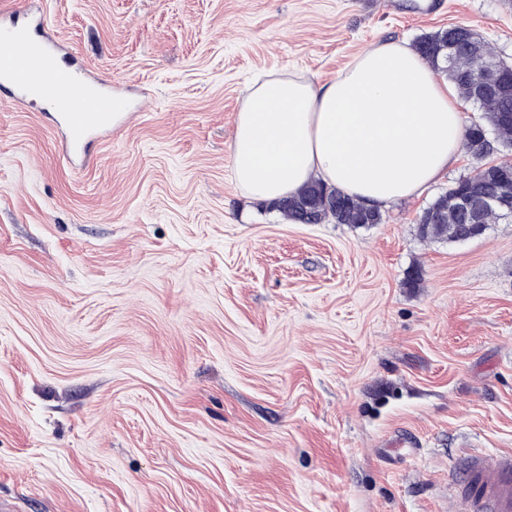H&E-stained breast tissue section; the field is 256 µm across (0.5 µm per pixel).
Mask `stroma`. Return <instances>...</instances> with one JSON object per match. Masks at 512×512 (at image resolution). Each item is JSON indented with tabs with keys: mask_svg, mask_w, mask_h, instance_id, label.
I'll use <instances>...</instances> for the list:
<instances>
[{
	"mask_svg": "<svg viewBox=\"0 0 512 512\" xmlns=\"http://www.w3.org/2000/svg\"><path fill=\"white\" fill-rule=\"evenodd\" d=\"M46 13L130 116L72 170L0 99V502L11 512H457L512 451V220L421 239L459 153L382 223L295 224L231 172L260 74L322 83L512 0H0ZM416 287H409L411 277Z\"/></svg>",
	"mask_w": 512,
	"mask_h": 512,
	"instance_id": "stroma-1",
	"label": "stroma"
}]
</instances>
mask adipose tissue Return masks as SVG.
<instances>
[{"instance_id":"1","label":"adipose tissue","mask_w":512,"mask_h":512,"mask_svg":"<svg viewBox=\"0 0 512 512\" xmlns=\"http://www.w3.org/2000/svg\"><path fill=\"white\" fill-rule=\"evenodd\" d=\"M464 129L448 88L389 40L322 84H257L236 115L232 176L243 193L272 203L315 175L381 209L421 195L447 172Z\"/></svg>"}]
</instances>
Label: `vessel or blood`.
<instances>
[{"instance_id":"obj_1","label":"vessel or blood","mask_w":512,"mask_h":512,"mask_svg":"<svg viewBox=\"0 0 512 512\" xmlns=\"http://www.w3.org/2000/svg\"><path fill=\"white\" fill-rule=\"evenodd\" d=\"M64 52L43 14L18 8L0 13V80L16 105L53 110L62 157L73 169L87 162L91 142L108 140L128 117V103L111 82L60 65ZM460 512H512V452L468 457L460 480Z\"/></svg>"}]
</instances>
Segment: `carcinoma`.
I'll return each mask as SVG.
<instances>
[{"label": "carcinoma", "mask_w": 512, "mask_h": 512, "mask_svg": "<svg viewBox=\"0 0 512 512\" xmlns=\"http://www.w3.org/2000/svg\"><path fill=\"white\" fill-rule=\"evenodd\" d=\"M415 51L428 66L446 72L461 98L483 112V120L465 128L466 149L473 151V139L486 135L490 137L492 149L511 151L512 96H500L494 91L481 89L477 84V59L499 60L489 43L480 42L479 52L476 53L470 48L469 29L451 26L420 37L415 44ZM499 190L500 183L497 180L482 178L473 173L455 181L426 211L437 209L445 201L458 196L479 201ZM273 208L297 224H322L332 219L337 224L358 227L362 215L361 203L320 180L305 183L294 195L274 203ZM449 219L450 222L446 224H418L419 236L450 242L469 240V224L464 218L451 214Z\"/></svg>", "instance_id": "carcinoma-1"}]
</instances>
